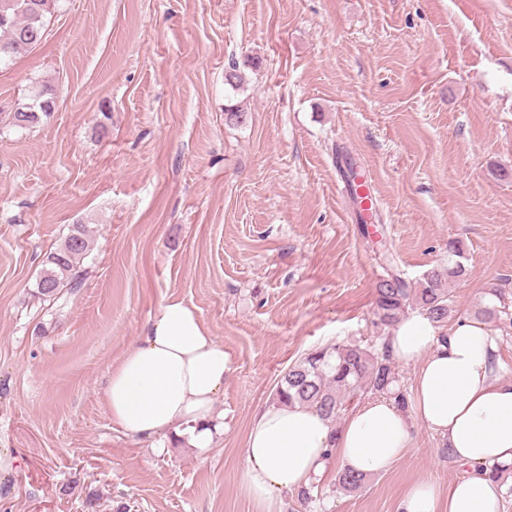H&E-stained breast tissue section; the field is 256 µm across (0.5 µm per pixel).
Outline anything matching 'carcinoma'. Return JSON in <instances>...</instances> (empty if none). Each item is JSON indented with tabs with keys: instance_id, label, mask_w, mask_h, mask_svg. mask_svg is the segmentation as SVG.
<instances>
[{
	"instance_id": "obj_1",
	"label": "carcinoma",
	"mask_w": 512,
	"mask_h": 512,
	"mask_svg": "<svg viewBox=\"0 0 512 512\" xmlns=\"http://www.w3.org/2000/svg\"><path fill=\"white\" fill-rule=\"evenodd\" d=\"M57 0H0V62L27 53L45 34V18ZM54 110L53 101L36 96L13 112L14 125L23 128ZM90 247L86 227L74 224L60 247L46 258L47 267L37 282L38 293L54 299L60 289L77 287L75 272L79 260ZM468 275L461 249L448 244V265L427 271L418 286L411 287L397 272H390L376 288L375 309L380 324L391 327L411 309H418L436 323L447 327L453 306L448 284ZM385 394L401 408L407 407L406 395L398 386V377L387 349L375 353L359 344H339L316 348L289 366L272 394L277 404L301 405L320 412L338 431L337 421L358 394ZM366 475L351 469L336 473V488L356 491L363 487Z\"/></svg>"
}]
</instances>
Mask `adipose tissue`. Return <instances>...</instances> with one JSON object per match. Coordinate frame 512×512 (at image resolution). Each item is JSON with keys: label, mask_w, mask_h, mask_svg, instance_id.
<instances>
[{"label": "adipose tissue", "mask_w": 512, "mask_h": 512, "mask_svg": "<svg viewBox=\"0 0 512 512\" xmlns=\"http://www.w3.org/2000/svg\"><path fill=\"white\" fill-rule=\"evenodd\" d=\"M391 358L414 369L408 409L381 395L354 406L339 431L314 409L273 404L255 415L245 442L241 483L260 512L276 495L308 485L329 459L363 473L387 470L412 443L411 421L440 435L468 474L440 489L411 485L405 512H500L484 464H512V378L494 367L497 344L483 323L463 318L439 333L424 314L402 317L386 339ZM229 360L197 313L161 305L135 345L111 370L104 402L122 431L151 438L187 436L206 453L224 411L219 397Z\"/></svg>", "instance_id": "ef3b65f1"}]
</instances>
